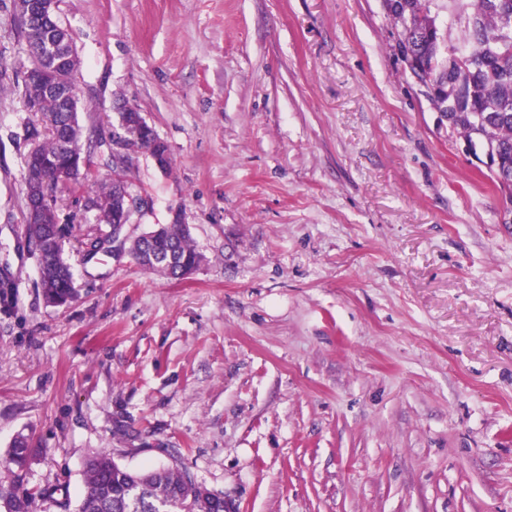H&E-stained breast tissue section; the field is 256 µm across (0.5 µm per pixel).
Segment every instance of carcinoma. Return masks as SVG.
Here are the masks:
<instances>
[{
    "label": "carcinoma",
    "mask_w": 512,
    "mask_h": 512,
    "mask_svg": "<svg viewBox=\"0 0 512 512\" xmlns=\"http://www.w3.org/2000/svg\"><path fill=\"white\" fill-rule=\"evenodd\" d=\"M435 0H384L398 26L394 48H403L419 76L432 79L435 90L428 97L433 109L448 120L473 156L490 160L489 177L501 195L504 214L512 213V0H448V11L462 28L458 42L449 39L451 27L432 12ZM13 89L23 100L36 98L39 111L28 128L32 139L47 138L33 148L47 163L43 210L46 223L25 225L30 250L37 258L40 286L46 303L63 306L75 293L74 271L65 259L71 236L60 221L56 187L90 166V155L81 151L77 113L63 111L61 97L46 94L14 71ZM63 158L68 172L58 173L54 161ZM87 208L96 211L95 222L112 225V180L93 179L87 185ZM141 267L178 278L186 263H199L202 255L190 234L178 224L152 229L130 247ZM28 443L20 438L6 452L9 463L22 470L29 464ZM85 492L76 512H220V494L176 465L130 471L106 452L90 455L84 463ZM5 512H36L33 494L23 487L22 473L14 475Z\"/></svg>",
    "instance_id": "carcinoma-1"
}]
</instances>
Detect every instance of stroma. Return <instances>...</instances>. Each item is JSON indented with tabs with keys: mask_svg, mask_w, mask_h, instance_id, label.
I'll use <instances>...</instances> for the list:
<instances>
[{
	"mask_svg": "<svg viewBox=\"0 0 512 512\" xmlns=\"http://www.w3.org/2000/svg\"><path fill=\"white\" fill-rule=\"evenodd\" d=\"M84 146L121 104L150 207L204 259L182 279L74 250L47 305L24 232L26 63L0 8V454L32 492L96 451L177 465L238 512H512V224L411 84L384 0H57ZM84 179L60 218L90 231ZM130 122L138 123L150 139L149 152L153 157L159 169H166L170 161L168 145L159 137L152 126H150L141 113L133 106L125 105L122 107L119 115L118 127L112 131V154L107 166H112V170L121 174L127 167L128 157L124 152L126 141L132 146L148 147V138L141 129L136 127H127L124 135V127ZM126 138V140H125Z\"/></svg>",
	"mask_w": 512,
	"mask_h": 512,
	"instance_id": "obj_1",
	"label": "stroma"
}]
</instances>
